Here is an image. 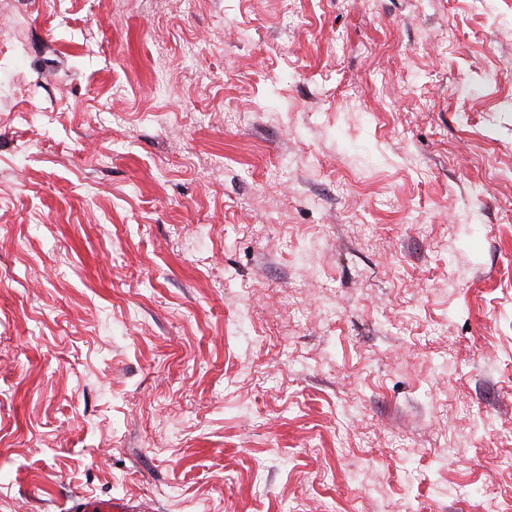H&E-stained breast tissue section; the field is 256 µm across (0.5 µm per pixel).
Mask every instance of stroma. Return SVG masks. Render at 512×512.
Wrapping results in <instances>:
<instances>
[{
  "label": "stroma",
  "mask_w": 512,
  "mask_h": 512,
  "mask_svg": "<svg viewBox=\"0 0 512 512\" xmlns=\"http://www.w3.org/2000/svg\"><path fill=\"white\" fill-rule=\"evenodd\" d=\"M17 18L0 512L512 496V0H10L0 28ZM68 512H142L145 509L136 502L77 496L69 500Z\"/></svg>",
  "instance_id": "stroma-1"
}]
</instances>
